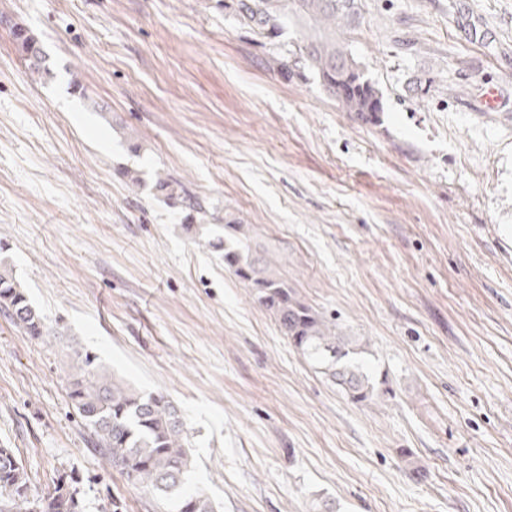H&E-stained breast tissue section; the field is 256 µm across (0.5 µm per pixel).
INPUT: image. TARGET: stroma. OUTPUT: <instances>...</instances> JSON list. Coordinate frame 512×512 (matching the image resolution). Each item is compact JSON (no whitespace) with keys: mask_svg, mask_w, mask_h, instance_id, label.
Wrapping results in <instances>:
<instances>
[{"mask_svg":"<svg viewBox=\"0 0 512 512\" xmlns=\"http://www.w3.org/2000/svg\"><path fill=\"white\" fill-rule=\"evenodd\" d=\"M304 33L258 36L224 0H0V259L50 331L0 315V448L35 496L65 477L85 512H155L71 405L88 351L180 409L220 512H512V0H361L346 44L374 125ZM159 174L198 223L249 225L390 393L352 403L298 353ZM14 40L21 50L23 56L25 57V60L27 61V69L30 75L35 74H43L48 70V67H46V59L40 54L41 58L44 60H34L31 57V47L33 43L39 44L41 47L39 41L37 38H35L33 35H31L28 31L24 29H18L13 34Z\"/></svg>","mask_w":512,"mask_h":512,"instance_id":"stroma-1","label":"stroma"}]
</instances>
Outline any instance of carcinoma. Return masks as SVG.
<instances>
[{
    "label": "carcinoma",
    "mask_w": 512,
    "mask_h": 512,
    "mask_svg": "<svg viewBox=\"0 0 512 512\" xmlns=\"http://www.w3.org/2000/svg\"><path fill=\"white\" fill-rule=\"evenodd\" d=\"M235 6L244 23L261 35L288 18L304 22L306 61L324 89L357 120L379 121L382 94L359 71L344 45V34L359 17L358 0H236ZM14 40L30 74L48 70L46 61L31 57L37 38L18 29ZM340 69L357 72V79L338 92ZM154 190L174 205L184 203L183 187L172 178H157ZM249 241L246 224H226L224 234L207 235L208 246L224 253V267L252 288L255 300L271 313L291 345L352 402L372 400L376 388L359 360L364 347L298 299L293 288L268 267L259 266ZM0 311L30 336L49 335L43 316L5 261L0 262ZM68 397L100 455L133 485L156 496L157 508L164 510L173 503L175 512H216L206 494L186 490L192 468L188 429L180 410L164 395L145 393L109 376L87 354L68 381ZM53 495L72 502L73 512H82L72 483L57 481ZM0 512H41L40 500L30 493V477L10 448H0Z\"/></svg>",
    "instance_id": "obj_1"
}]
</instances>
